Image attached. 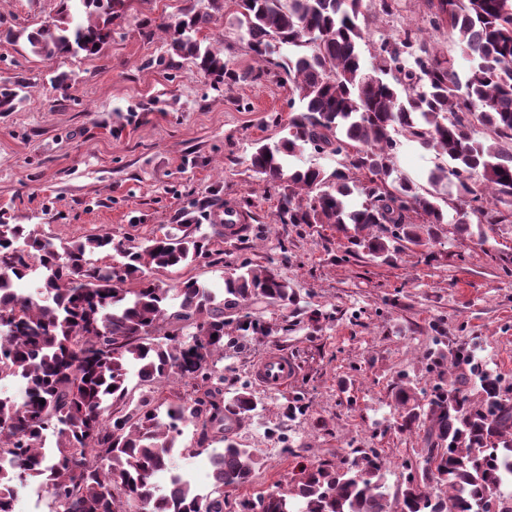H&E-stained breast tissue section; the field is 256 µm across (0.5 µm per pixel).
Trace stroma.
<instances>
[{"mask_svg":"<svg viewBox=\"0 0 512 512\" xmlns=\"http://www.w3.org/2000/svg\"><path fill=\"white\" fill-rule=\"evenodd\" d=\"M189 4L209 7L208 0H129L111 42L93 57L46 61L26 43L0 45V81L21 73L30 83L17 109L0 113V214L58 240L109 232L139 242L206 200L213 221L228 209L245 213L254 230L239 247H225L223 262L203 258L160 276L169 286L193 277L219 288L237 262L272 261L300 296L295 307L259 306L272 336L225 350L218 364L225 396L247 381L260 402L233 430L262 467L252 485L225 490V498L288 491L297 461L335 463L354 448L377 449L386 484L397 490L404 464L420 458L423 446L421 432L395 426L400 377L428 396L448 370L430 352L449 355L464 344L483 369L512 384V223L485 224L468 236L451 230L388 262L353 247L334 225L278 223L279 196L249 159L254 142L283 136L289 84L249 77L256 62L233 0H224L223 17L205 35L241 80L212 88L188 59L169 74L158 64L164 34L145 37L143 23L175 21ZM58 8L59 0H0V15L27 30ZM363 13L370 39L419 25L438 55L468 68L456 32L428 27L424 0H400L391 17L380 13L379 0H363ZM60 73L75 80L76 98L49 91ZM444 162L405 139L397 148L399 174L418 184ZM271 349L295 368L276 391L254 380ZM299 394L309 409L289 414Z\"/></svg>","mask_w":512,"mask_h":512,"instance_id":"stroma-1","label":"stroma"}]
</instances>
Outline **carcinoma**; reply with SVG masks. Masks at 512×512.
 <instances>
[{
    "instance_id": "cac0c4a2",
    "label": "carcinoma",
    "mask_w": 512,
    "mask_h": 512,
    "mask_svg": "<svg viewBox=\"0 0 512 512\" xmlns=\"http://www.w3.org/2000/svg\"><path fill=\"white\" fill-rule=\"evenodd\" d=\"M126 0H59L57 17L27 33L0 17V41L25 39L43 59L98 55L112 41V25ZM363 0H236L237 26L262 64L255 77L280 70L292 90L287 134L257 142L254 172L278 188L281 224H334L349 242L383 261L406 246L424 247L445 235L446 224L512 223V0H425L429 23L458 34L470 65L459 72L406 26L390 38L367 41L359 23ZM224 0L210 10L183 8L174 24H160L170 57L193 61L214 88L237 79L224 58L204 44ZM286 45L291 55L273 58ZM371 47L365 69L362 46ZM25 80L0 85V112L23 101ZM486 136H472L473 121ZM434 150L437 166L427 186L398 175L397 135ZM344 157L329 172L292 168L307 148ZM364 196L349 210L344 198ZM453 211L448 214L442 206ZM198 236L167 230L141 243L105 232L55 242L0 220V379L24 382L21 399L0 395V512L33 481L47 487L48 512H224V489L253 483L261 467L224 420L241 421L258 407L248 385L224 399L226 331L268 336L272 328L249 309L288 307L299 296L268 262L246 259L224 275L216 292L189 277L166 288L154 273L185 268L245 240L250 224H212ZM39 286L19 287L31 270ZM217 337H212V334ZM473 355H455V379L427 403L402 383L394 400L399 429L423 431L419 481L391 494L384 462L372 448L339 462L296 465L286 493L239 501L240 512H512V404L500 378L475 373L482 398L464 392ZM142 392L133 399L129 376ZM175 378L191 392L164 389ZM45 404H40V401ZM193 427L196 447L181 445ZM209 442L224 444L210 458V490L202 493L175 458ZM170 473L160 491L155 474Z\"/></svg>"
}]
</instances>
